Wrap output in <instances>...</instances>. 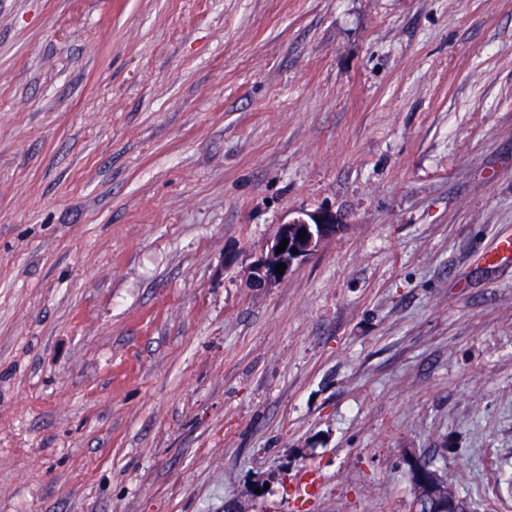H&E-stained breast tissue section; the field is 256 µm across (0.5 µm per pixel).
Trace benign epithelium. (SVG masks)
<instances>
[{
	"instance_id": "7a95c632",
	"label": "benign epithelium",
	"mask_w": 512,
	"mask_h": 512,
	"mask_svg": "<svg viewBox=\"0 0 512 512\" xmlns=\"http://www.w3.org/2000/svg\"><path fill=\"white\" fill-rule=\"evenodd\" d=\"M338 224L336 214L329 210L313 213L300 211L279 227L278 233L266 245L265 255L253 267L252 280L257 287H266L286 279L295 265L313 254L316 248L326 239L336 234ZM306 231V237H299V231ZM289 241L286 249L278 254L277 247L282 240ZM297 252H292V249ZM285 264V274L276 273L278 264Z\"/></svg>"
}]
</instances>
